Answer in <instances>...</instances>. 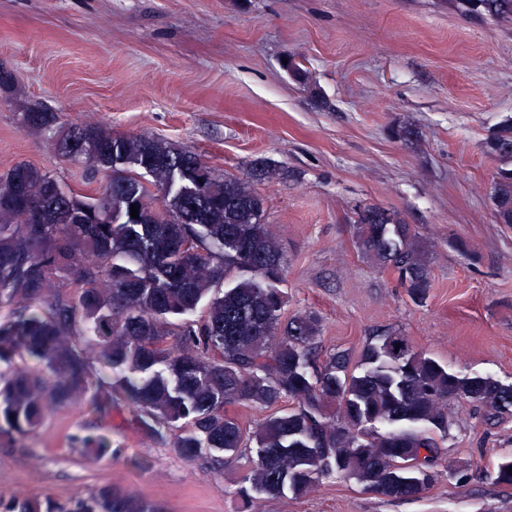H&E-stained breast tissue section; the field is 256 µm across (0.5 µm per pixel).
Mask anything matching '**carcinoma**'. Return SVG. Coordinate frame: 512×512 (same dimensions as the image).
I'll return each mask as SVG.
<instances>
[{
  "label": "carcinoma",
  "instance_id": "obj_1",
  "mask_svg": "<svg viewBox=\"0 0 512 512\" xmlns=\"http://www.w3.org/2000/svg\"><path fill=\"white\" fill-rule=\"evenodd\" d=\"M465 14L512 21V0H448ZM57 113L29 107L28 129L52 131ZM512 162V125L489 143ZM58 156L107 175L90 194L56 173L20 163L0 172V436H24L47 403L67 406L94 390L109 417L120 400L130 424L194 460L256 453L239 489L305 495L321 479L353 477L391 500L418 496L436 480L448 405L467 400L494 413L512 409V384L461 375L400 334L367 344L362 370L345 351L322 354L319 320L285 316V267L265 224L253 181H271L261 162L247 177H220L198 154L144 134L102 124L57 132ZM495 217L512 225V168L499 170ZM137 205L139 217L130 216ZM360 250L391 270L414 302L431 287L428 249L411 225L376 206L358 210ZM29 357L51 372L13 369ZM112 370L95 382L96 365ZM247 433L224 407L272 410ZM95 456L112 448L104 434L75 438ZM512 457L497 465L512 487ZM0 512H164L116 486L60 503L0 496Z\"/></svg>",
  "mask_w": 512,
  "mask_h": 512
}]
</instances>
